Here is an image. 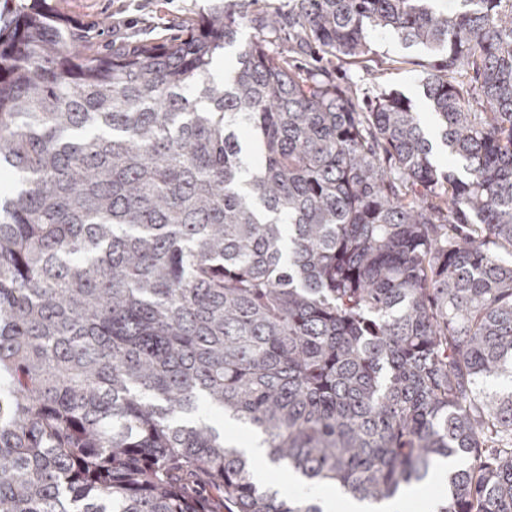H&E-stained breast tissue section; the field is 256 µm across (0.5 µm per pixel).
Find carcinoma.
<instances>
[{
	"instance_id": "cac0c4a2",
	"label": "carcinoma",
	"mask_w": 512,
	"mask_h": 512,
	"mask_svg": "<svg viewBox=\"0 0 512 512\" xmlns=\"http://www.w3.org/2000/svg\"><path fill=\"white\" fill-rule=\"evenodd\" d=\"M434 2L223 7L101 55L3 0L0 512H323L218 414L359 502L455 458L435 512H512V0ZM370 27L434 57L448 169L407 100L336 80Z\"/></svg>"
}]
</instances>
